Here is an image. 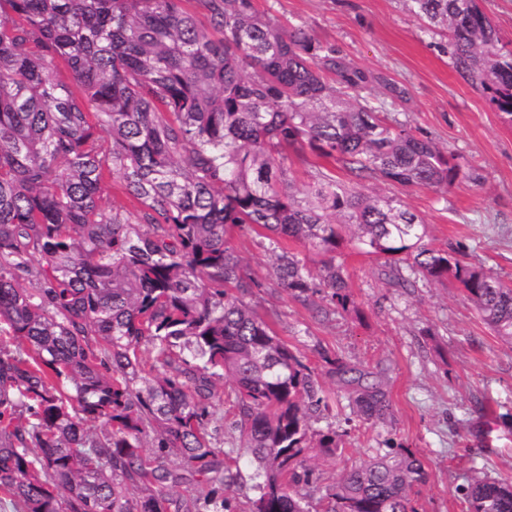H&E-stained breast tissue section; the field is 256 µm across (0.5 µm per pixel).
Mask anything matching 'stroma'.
Instances as JSON below:
<instances>
[{
  "label": "stroma",
  "instance_id": "stroma-1",
  "mask_svg": "<svg viewBox=\"0 0 512 512\" xmlns=\"http://www.w3.org/2000/svg\"><path fill=\"white\" fill-rule=\"evenodd\" d=\"M259 12L329 41L372 78L374 101L432 138L461 174L448 192L379 185L428 227L439 248L460 247L463 259L512 286V124L481 85L463 79L446 40L429 31L408 0H255ZM264 286L252 302L289 346L320 368L318 348L342 352L388 384L393 418L372 425L352 418L346 393L333 381L337 423L348 426L343 454L319 460L311 512L346 469L384 450L385 440L421 456L428 479L419 512H462L460 490L473 478L512 483V346L481 320L451 278L388 284L383 261L345 244L336 259L358 305L330 319L315 316L277 286L272 258L251 235L231 240Z\"/></svg>",
  "mask_w": 512,
  "mask_h": 512
}]
</instances>
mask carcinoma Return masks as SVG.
<instances>
[{
    "label": "carcinoma",
    "mask_w": 512,
    "mask_h": 512,
    "mask_svg": "<svg viewBox=\"0 0 512 512\" xmlns=\"http://www.w3.org/2000/svg\"><path fill=\"white\" fill-rule=\"evenodd\" d=\"M411 2L512 122V52L478 0ZM61 64L74 86L57 79ZM368 84L336 45L253 0H0V332L26 345L0 347V506L310 512V461L342 451L348 431L304 353L248 301L262 283L230 245L235 230L254 232L278 285L324 318L353 304L336 263L347 242L385 258L397 288L453 275L512 345V288L434 247L401 201L361 190L446 191L460 177L448 152L381 114ZM306 149L355 185L319 170L293 191L288 151ZM115 185L140 207L102 206ZM289 242L323 256L317 272ZM318 354L355 417L393 418L374 373ZM221 399L236 433L222 461ZM385 445L328 489L325 512H418L424 464ZM169 453L183 472L159 461ZM243 456L255 465L244 511L219 494ZM183 481L198 495L173 498ZM461 494L465 512H512L511 484L475 478Z\"/></svg>",
    "instance_id": "obj_1"
}]
</instances>
